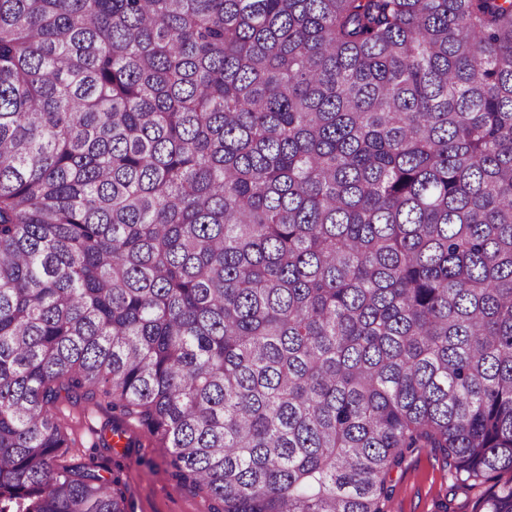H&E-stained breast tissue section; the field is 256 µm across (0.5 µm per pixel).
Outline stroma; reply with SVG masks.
I'll list each match as a JSON object with an SVG mask.
<instances>
[{"mask_svg": "<svg viewBox=\"0 0 512 512\" xmlns=\"http://www.w3.org/2000/svg\"><path fill=\"white\" fill-rule=\"evenodd\" d=\"M63 418L74 448L63 457L64 465L91 463L104 476L122 469L123 490L131 512H208V503L192 486L177 480L168 464L170 452L141 432H134L125 458L101 447L104 425L116 416L106 404L60 401ZM392 490L390 512H472L474 492L453 488L448 470L429 449L406 453L401 465L388 477Z\"/></svg>", "mask_w": 512, "mask_h": 512, "instance_id": "stroma-1", "label": "stroma"}]
</instances>
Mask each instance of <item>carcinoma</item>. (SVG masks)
<instances>
[{"label": "carcinoma", "instance_id": "carcinoma-1", "mask_svg": "<svg viewBox=\"0 0 512 512\" xmlns=\"http://www.w3.org/2000/svg\"><path fill=\"white\" fill-rule=\"evenodd\" d=\"M104 401L209 512H512V0H0V512ZM392 489L389 512H472L477 490L452 488L448 470L428 448L407 452L388 477Z\"/></svg>", "mask_w": 512, "mask_h": 512}]
</instances>
